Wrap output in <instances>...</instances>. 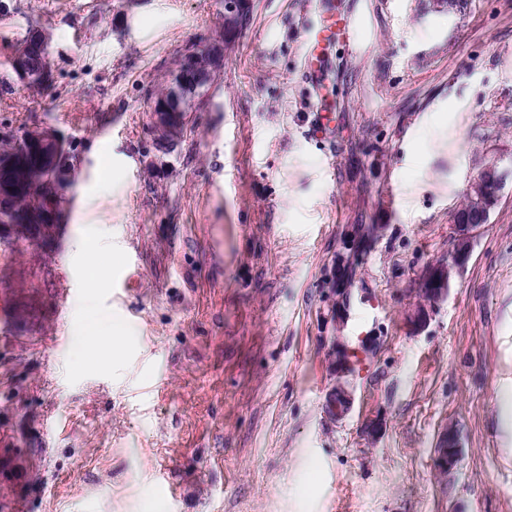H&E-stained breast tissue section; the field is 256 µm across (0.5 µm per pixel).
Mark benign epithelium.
Returning <instances> with one entry per match:
<instances>
[{
    "label": "benign epithelium",
    "mask_w": 512,
    "mask_h": 512,
    "mask_svg": "<svg viewBox=\"0 0 512 512\" xmlns=\"http://www.w3.org/2000/svg\"><path fill=\"white\" fill-rule=\"evenodd\" d=\"M252 0H224V15L218 31L203 46H191L178 57L172 82L168 86L170 95L154 101L152 112L158 127H166L179 135L184 125V116L204 105L209 88L222 67L224 45L233 41L249 19ZM15 71L20 80L30 82L38 77L44 79L50 73L49 49L37 36L27 40L26 55L19 57ZM24 144L41 152L39 166L51 179L58 178L59 171L72 173L70 152L63 137L52 129L37 128L28 132ZM26 165V156L6 162L0 171V234L7 235L17 224H46L58 216L57 200H48L36 211L21 212L13 206L15 169ZM477 224L455 217V244L449 263H437L428 268L423 289L425 300L431 306L448 298L451 290L452 272L461 268L469 257L471 234ZM458 460L456 440L451 433L441 437L435 449V467L448 471Z\"/></svg>",
    "instance_id": "7a95c632"
}]
</instances>
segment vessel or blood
Instances as JSON below:
<instances>
[{"mask_svg": "<svg viewBox=\"0 0 512 512\" xmlns=\"http://www.w3.org/2000/svg\"><path fill=\"white\" fill-rule=\"evenodd\" d=\"M315 8L322 24L306 38L303 53L305 63L303 77L313 92H320L324 77L328 48L341 36H349L352 30L351 15L341 10L338 0H315ZM308 135L317 141L335 139L336 128L332 113L315 109Z\"/></svg>", "mask_w": 512, "mask_h": 512, "instance_id": "vessel-or-blood-1", "label": "vessel or blood"}]
</instances>
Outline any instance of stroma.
Here are the masks:
<instances>
[{
	"label": "stroma",
	"mask_w": 512,
	"mask_h": 512,
	"mask_svg": "<svg viewBox=\"0 0 512 512\" xmlns=\"http://www.w3.org/2000/svg\"><path fill=\"white\" fill-rule=\"evenodd\" d=\"M6 2L0 138L54 128L75 164L56 239L0 245L7 512H512V0H342L354 44L330 52L332 148L306 134L300 79L319 16L253 0L166 154L153 98L224 0ZM35 29L40 85L12 68ZM491 166L499 199L417 324ZM97 239L107 275L89 288L80 246ZM128 264L135 288L113 300ZM90 322L112 350H85ZM340 348L361 363L337 372ZM448 430L459 459L442 473Z\"/></svg>",
	"instance_id": "35a3bbf8"
}]
</instances>
